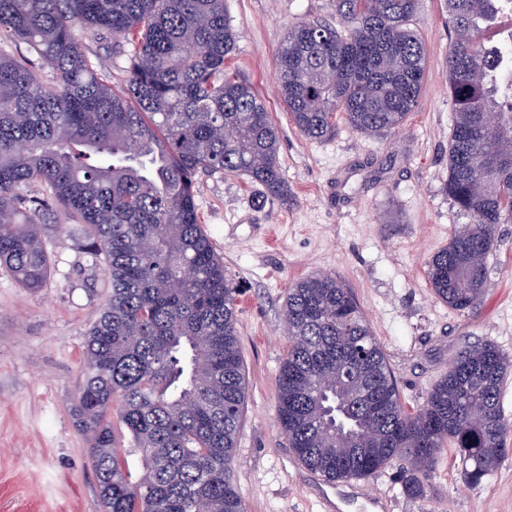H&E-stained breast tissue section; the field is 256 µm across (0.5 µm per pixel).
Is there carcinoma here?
Segmentation results:
<instances>
[{"label": "carcinoma", "instance_id": "obj_1", "mask_svg": "<svg viewBox=\"0 0 512 512\" xmlns=\"http://www.w3.org/2000/svg\"><path fill=\"white\" fill-rule=\"evenodd\" d=\"M443 4L454 111L445 191L471 222L432 255L427 276L437 300L464 312L484 295L496 226L512 218V80L484 38L503 0ZM418 6L336 0L348 33L288 25L279 91L302 136L332 137L339 116L364 136L403 124L426 75L410 29ZM80 28L127 57L123 87L101 81ZM236 41L224 0H0V266L23 288L47 284L43 226L60 205L111 283L74 408L103 512H247L233 471L247 395L238 291L201 230L197 176L244 175L283 202L288 186L264 102L226 69ZM283 317L277 422L326 480L399 460L404 492L418 496L450 448L471 484L512 455L501 406L512 360L495 345H463L410 410L343 281L295 282ZM129 455L141 462L135 476Z\"/></svg>", "mask_w": 512, "mask_h": 512}]
</instances>
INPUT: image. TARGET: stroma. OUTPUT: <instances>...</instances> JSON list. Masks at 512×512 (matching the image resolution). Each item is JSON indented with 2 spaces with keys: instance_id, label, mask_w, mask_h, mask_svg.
<instances>
[{
  "instance_id": "obj_1",
  "label": "stroma",
  "mask_w": 512,
  "mask_h": 512,
  "mask_svg": "<svg viewBox=\"0 0 512 512\" xmlns=\"http://www.w3.org/2000/svg\"><path fill=\"white\" fill-rule=\"evenodd\" d=\"M224 10L237 34L229 70L258 92L277 126L288 184L283 203L243 175L198 177L201 227L239 290L247 398L234 481L247 512H512V456L472 486L459 456L447 453L424 493L411 497L397 461L365 478L327 482L301 463L276 423L285 295L311 274L351 288L407 405L423 402L463 343H492L512 356V221L496 228L486 295L475 310L439 302L426 276L431 256L468 221L443 190L454 117L441 0H420L412 21L426 48V77L402 126L378 138L341 121L324 141L295 128L279 95L276 57L289 23L337 24L334 0H224ZM78 36L101 60L102 80L122 85L125 58L91 30ZM45 238L53 268L39 292L0 268V512H103L73 405L86 333L109 285L65 215L46 225Z\"/></svg>"
}]
</instances>
